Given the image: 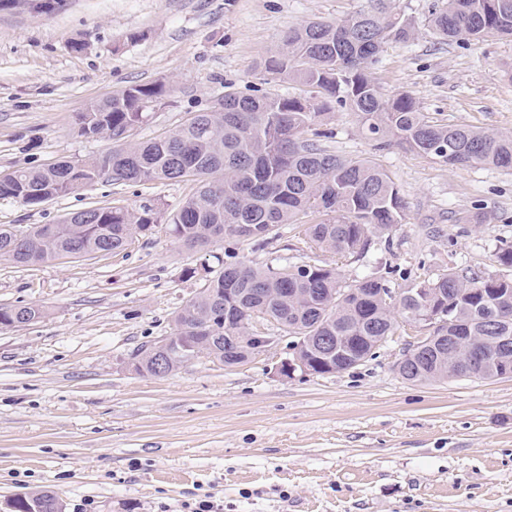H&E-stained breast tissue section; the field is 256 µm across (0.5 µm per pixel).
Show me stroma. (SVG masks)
Masks as SVG:
<instances>
[{"label": "stroma", "mask_w": 512, "mask_h": 512, "mask_svg": "<svg viewBox=\"0 0 512 512\" xmlns=\"http://www.w3.org/2000/svg\"><path fill=\"white\" fill-rule=\"evenodd\" d=\"M437 0H392L413 31L372 69L384 97L412 95L432 120L512 131V39L449 44L429 31ZM367 0H67L48 16L0 10V173L112 149L74 129L78 113L135 84L165 82L138 139L172 131L224 87L297 96L264 67L289 27L336 20ZM138 41H130V34ZM84 42L74 52L72 42ZM331 150L384 168L407 201L389 247L344 258L311 250L297 224L265 246H214L261 266L280 258L337 267L346 280L392 266L396 288L449 265L496 271L512 242V170L451 168L377 148L356 114L331 107ZM190 181H102L37 209L0 199V226L26 229L98 206L152 209L156 222L124 251L42 264L0 258V305L46 317L0 326V512L55 492L63 512H512V378L419 384L396 369L420 331L404 318L375 357L341 374L281 375L280 342L227 367L206 358L151 377L133 353L174 331L201 290L204 256L179 246L167 220ZM484 205L489 224L461 228Z\"/></svg>", "instance_id": "stroma-1"}]
</instances>
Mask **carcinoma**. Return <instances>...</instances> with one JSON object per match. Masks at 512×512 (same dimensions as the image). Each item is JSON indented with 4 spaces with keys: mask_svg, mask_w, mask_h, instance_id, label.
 I'll return each mask as SVG.
<instances>
[{
    "mask_svg": "<svg viewBox=\"0 0 512 512\" xmlns=\"http://www.w3.org/2000/svg\"><path fill=\"white\" fill-rule=\"evenodd\" d=\"M66 0H0V7H23L49 16ZM440 40L478 43L512 38V0H443L428 16ZM386 0L341 20H309L288 29L267 72L302 85L306 94L242 95L226 91L211 106L189 117L162 138L139 141L134 131L147 104H164L165 83L131 85L99 101L75 118L85 139L107 137L111 151L41 168L19 169L0 183V198L40 207L101 180L141 183L193 181L195 192L168 218L176 241L195 252H210L226 239L263 246L283 224H301L310 247L362 257L407 216L405 198L382 167L366 158H348L325 145L333 132L317 128L325 106L335 102L360 117L364 135L382 146L398 145L450 167L480 164L512 169V133L475 126L441 124L421 112L415 98H385L369 74L384 44L405 42ZM150 209L92 207L56 224L18 236L0 227V257L16 264L52 261L77 246L91 255L126 249L151 230ZM492 273L448 267L432 278H415L394 295L391 271L350 283L341 272L318 263L249 265L236 257L217 260L209 283L174 317L177 335L167 372L189 363L184 344H206L214 361L235 366L233 340L252 324L253 313L281 326L303 342L313 374L346 372L375 355L393 335L396 316L405 320L429 313L447 319L404 351L398 374L412 382L461 378L476 342H484L496 362L473 377H501L512 365V244H500ZM36 304L0 306V325L43 318ZM467 336L452 355L448 337ZM496 336L509 346L496 347Z\"/></svg>",
    "mask_w": 512,
    "mask_h": 512,
    "instance_id": "1",
    "label": "carcinoma"
}]
</instances>
